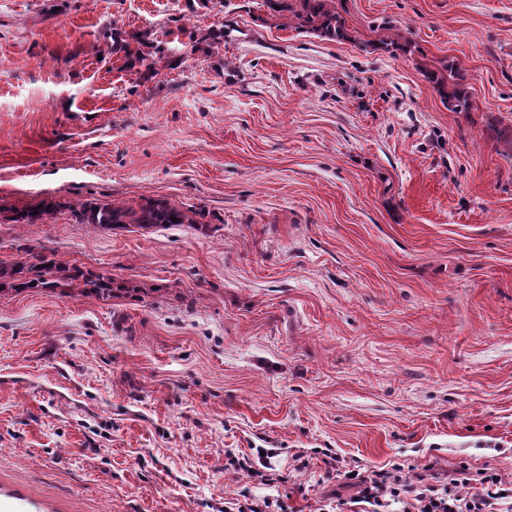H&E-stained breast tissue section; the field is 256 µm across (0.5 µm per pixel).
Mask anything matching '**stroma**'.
<instances>
[{
  "instance_id": "stroma-1",
  "label": "stroma",
  "mask_w": 512,
  "mask_h": 512,
  "mask_svg": "<svg viewBox=\"0 0 512 512\" xmlns=\"http://www.w3.org/2000/svg\"><path fill=\"white\" fill-rule=\"evenodd\" d=\"M334 4L348 39L262 0H0V209L64 205L0 221V260L126 287L0 292V512H318L351 494L327 453L512 481V0ZM143 198L210 229L68 210ZM425 76L438 87L444 103L450 111L468 112L471 110L469 91L463 83V77L457 74L453 64L448 63L444 67V72L427 70ZM40 205L41 208L37 207L36 209L18 211L13 213L11 217L4 215L5 212H2L0 209V219L14 223L35 224L37 221H40L44 215L51 214L58 208L64 207L52 200L43 201ZM34 211H37V214H34Z\"/></svg>"
}]
</instances>
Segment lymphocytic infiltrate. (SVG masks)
I'll return each mask as SVG.
<instances>
[{
	"mask_svg": "<svg viewBox=\"0 0 512 512\" xmlns=\"http://www.w3.org/2000/svg\"><path fill=\"white\" fill-rule=\"evenodd\" d=\"M324 464L328 477L354 490L351 497L337 498L338 512H383L394 503L399 512H503V501L512 499V486L488 467L454 468L442 482L429 463L411 479L399 464L388 469L351 467L333 455Z\"/></svg>",
	"mask_w": 512,
	"mask_h": 512,
	"instance_id": "f902f5d3",
	"label": "lymphocytic infiltrate"
}]
</instances>
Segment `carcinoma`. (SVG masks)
I'll return each instance as SVG.
<instances>
[{"instance_id":"carcinoma-1","label":"carcinoma","mask_w":512,"mask_h":512,"mask_svg":"<svg viewBox=\"0 0 512 512\" xmlns=\"http://www.w3.org/2000/svg\"><path fill=\"white\" fill-rule=\"evenodd\" d=\"M264 7L272 17L292 15L296 28L303 32L316 35L327 40L346 38L343 19L336 13L333 0H264ZM115 49L125 53L130 66L144 64L145 57L130 48V43L114 33ZM425 76L433 82L441 93L444 103L452 112H468L471 110L469 91L458 75L453 64L444 67V71L428 70ZM60 208V204L46 200L37 210L18 211L8 217L0 211L1 220L14 223L34 224ZM72 217L79 224H96L107 230H121L131 225L141 229L165 227L174 223L194 224L200 228L206 224L197 220L205 216L201 210H185L167 201L147 199L141 203L107 202L80 203L68 206ZM28 258L24 261L0 262V288L10 287L17 293L33 288L59 291L65 297H77L91 294L108 301L115 290L112 277L106 274H92L81 267L62 266L54 253L42 247L34 252L27 251Z\"/></svg>"}]
</instances>
